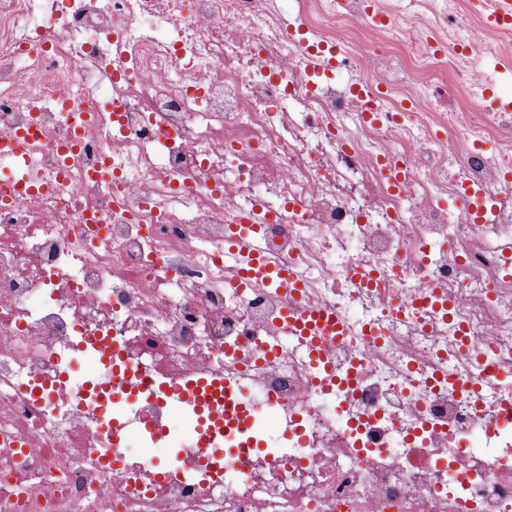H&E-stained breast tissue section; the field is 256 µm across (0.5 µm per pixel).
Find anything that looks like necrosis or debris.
<instances>
[{
	"label": "necrosis or debris",
	"mask_w": 512,
	"mask_h": 512,
	"mask_svg": "<svg viewBox=\"0 0 512 512\" xmlns=\"http://www.w3.org/2000/svg\"><path fill=\"white\" fill-rule=\"evenodd\" d=\"M384 40L344 50L390 96L377 123L347 88L314 83L267 0H0V140L26 133L35 193L0 176V512H512L511 112L456 107L417 81L433 56L381 0ZM440 37L491 55L489 32L445 0ZM363 0H312L335 39ZM401 163L394 185L385 167ZM472 183L481 220L448 207ZM302 284L233 286V226ZM333 311L335 392L282 344L281 311ZM116 361L79 377L76 355ZM118 409L144 431L113 434ZM239 384L266 428L274 402L301 436L201 477L192 411L176 461L153 476L163 390ZM41 386L40 394L25 385Z\"/></svg>",
	"instance_id": "necrosis-or-debris-1"
}]
</instances>
